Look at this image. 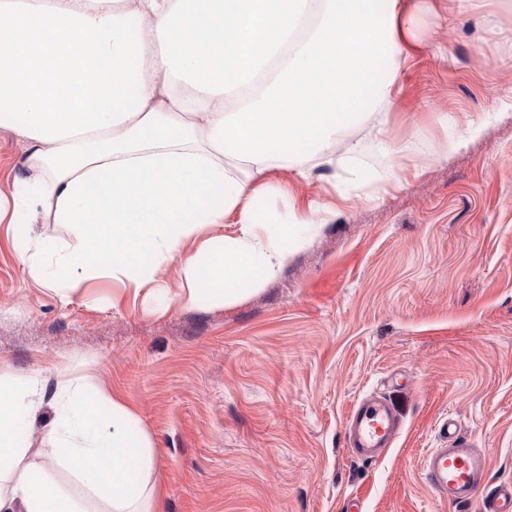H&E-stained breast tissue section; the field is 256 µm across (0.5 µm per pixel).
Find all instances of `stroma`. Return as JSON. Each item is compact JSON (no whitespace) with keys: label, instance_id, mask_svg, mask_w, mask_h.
Returning a JSON list of instances; mask_svg holds the SVG:
<instances>
[{"label":"stroma","instance_id":"obj_1","mask_svg":"<svg viewBox=\"0 0 512 512\" xmlns=\"http://www.w3.org/2000/svg\"><path fill=\"white\" fill-rule=\"evenodd\" d=\"M500 0L425 15L445 58L418 53L400 77L390 137L428 155L418 177L379 198L396 169L383 143L355 162L363 186L341 204L338 172L315 169L311 198L336 207L261 290L232 305L164 304L103 279L67 292L35 283L0 225V374L37 379L45 400L27 431L47 447L63 373L120 396L149 436L163 512H455L421 477L455 418L512 480V24ZM478 137L464 139L469 123ZM401 422L366 462L344 422L368 393Z\"/></svg>","mask_w":512,"mask_h":512}]
</instances>
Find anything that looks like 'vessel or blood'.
I'll list each match as a JSON object with an SVG mask.
<instances>
[{
    "label": "vessel or blood",
    "instance_id": "vessel-or-blood-1",
    "mask_svg": "<svg viewBox=\"0 0 512 512\" xmlns=\"http://www.w3.org/2000/svg\"><path fill=\"white\" fill-rule=\"evenodd\" d=\"M346 446L358 459L375 462L396 441L399 421L377 395L358 402L345 421ZM442 447L423 459L425 480L441 500L456 506L478 504L480 512H512V483L489 486L488 461L458 432L455 421L445 423Z\"/></svg>",
    "mask_w": 512,
    "mask_h": 512
}]
</instances>
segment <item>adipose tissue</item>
<instances>
[{
    "mask_svg": "<svg viewBox=\"0 0 512 512\" xmlns=\"http://www.w3.org/2000/svg\"><path fill=\"white\" fill-rule=\"evenodd\" d=\"M431 0H0V129L24 169L0 195L18 257L61 292L107 278L136 289L180 258L177 298L228 305L261 289L336 210L309 201L280 226L262 204L278 174L343 167L385 139L398 75L424 46ZM388 66H380L381 57ZM238 224L235 237L200 230ZM62 224L72 238L32 237ZM36 380L0 375V512H157L156 453L119 398L66 380L44 465L23 418Z\"/></svg>",
    "mask_w": 512,
    "mask_h": 512,
    "instance_id": "ef3b65f1",
    "label": "adipose tissue"
}]
</instances>
